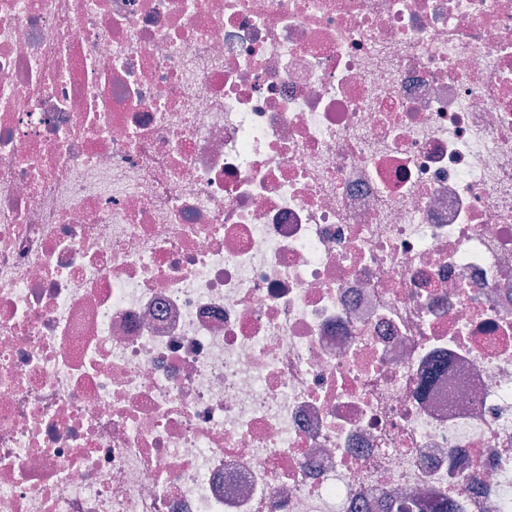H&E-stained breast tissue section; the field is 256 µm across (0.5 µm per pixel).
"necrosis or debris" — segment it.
Here are the masks:
<instances>
[{
  "mask_svg": "<svg viewBox=\"0 0 512 512\" xmlns=\"http://www.w3.org/2000/svg\"><path fill=\"white\" fill-rule=\"evenodd\" d=\"M512 512V0H0V512Z\"/></svg>",
  "mask_w": 512,
  "mask_h": 512,
  "instance_id": "necrosis-or-debris-1",
  "label": "necrosis or debris"
}]
</instances>
